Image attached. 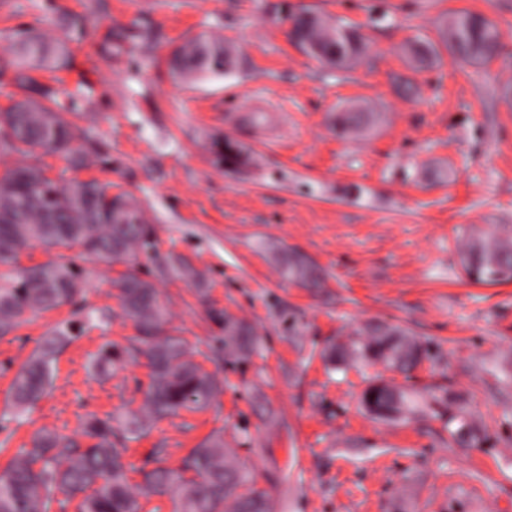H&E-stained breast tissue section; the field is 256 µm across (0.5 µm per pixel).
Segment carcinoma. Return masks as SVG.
I'll return each mask as SVG.
<instances>
[{"instance_id":"carcinoma-1","label":"carcinoma","mask_w":512,"mask_h":512,"mask_svg":"<svg viewBox=\"0 0 512 512\" xmlns=\"http://www.w3.org/2000/svg\"><path fill=\"white\" fill-rule=\"evenodd\" d=\"M290 39L300 49L321 48L316 61L331 67L338 55L363 56L367 43L353 27L303 8L290 15ZM86 16L61 13L57 34L36 28L16 32L0 51V78L7 77L19 95L0 111V158L20 155L30 162L7 169L0 178V265H13L20 254L39 245L58 251L55 260L21 268L0 281V337L12 333L29 315L74 303L82 293L85 270L66 252L76 249L106 264L121 261L153 247V228L147 224L139 201L126 192L110 194L96 180L62 182L49 177L40 156L57 154L69 167L85 169L103 163L99 153L81 142L78 128L67 117L77 107L64 108L56 90L36 74L70 66L73 45L84 39ZM164 39L155 27L130 31L110 29L104 36L116 52L126 41L152 48ZM461 65L482 68L500 56L501 34L488 17L469 10L455 12L439 29L438 40L418 39L403 52L418 68L441 59V50ZM172 77L194 85L207 77H222L236 67L237 55L224 37L200 33L176 45L166 58ZM374 112H338L331 126L342 137L364 136L377 126ZM213 163L230 170L247 167L252 159L236 141L215 137L210 143ZM283 277L312 291L325 287L321 268L302 252L273 251ZM464 275L479 284L512 281V229L501 234H472L459 249ZM160 274L201 282L200 274L178 259ZM119 300L125 320L137 332L128 347L107 344L93 366L105 375L120 369L127 359L142 356L150 367V384L143 406L100 417L89 413L80 431L65 435L42 429L31 436L0 469V512H53L78 501L77 512H142V501L169 495L174 512H270L266 492L258 488L249 471L224 447L215 431L189 449L179 465H163L162 449L153 451L156 466L141 469V480L128 479L125 445L144 436L151 425L181 411L206 409L219 391L214 373L194 361L183 339L167 332L169 309L155 283L129 271L119 280ZM206 316L224 330V344L235 355L258 351L253 330L208 303ZM111 316L89 310L63 322L35 350L13 380L10 408L19 416L36 404L51 384L58 354L74 338ZM362 340L348 346L332 345L323 352L331 366L349 359L381 361L390 370L409 374L427 350L398 326L368 324L358 332ZM360 404L369 414L393 420L412 416L427 404L412 393L384 381L369 384ZM452 441L477 448L484 435L462 413L448 415ZM64 499H59V496Z\"/></svg>"}]
</instances>
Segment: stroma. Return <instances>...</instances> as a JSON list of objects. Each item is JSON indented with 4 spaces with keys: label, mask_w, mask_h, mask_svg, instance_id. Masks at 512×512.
<instances>
[{
    "label": "stroma",
    "mask_w": 512,
    "mask_h": 512,
    "mask_svg": "<svg viewBox=\"0 0 512 512\" xmlns=\"http://www.w3.org/2000/svg\"><path fill=\"white\" fill-rule=\"evenodd\" d=\"M359 27L366 55L347 71L322 67L288 38L299 6ZM89 16L71 70L49 76L60 100L81 92L75 123L103 165L49 176L111 184L132 194L155 246L128 263L91 259L84 303L111 312L59 355L47 394L23 417L6 412L13 378L57 323L61 308L0 338V467L42 428L76 433L82 417L138 408L149 385L145 358L107 377L91 361L135 334L115 282L127 267L148 273L170 327L206 363L222 391L203 411L181 412L128 442L131 482L153 449L178 466L215 430L271 498L273 512H512V282H468L458 251L474 231L512 225V0H0V49L19 29L54 33L58 10ZM457 10L484 14L505 48L487 67L450 57L413 69L402 44L436 37ZM161 28L156 64L103 50L113 27ZM217 33L240 64L220 78L182 85L163 59L183 39ZM346 104L382 113L371 134L338 138L328 115ZM253 157L232 171L212 163V136ZM308 255L326 276L314 295L283 279L269 247ZM180 257L201 283L161 277ZM210 303L249 323L259 353L224 358V333L203 318ZM409 329L428 354L410 374L379 362L343 370L319 356L365 323ZM382 379L431 407L383 421L360 397ZM466 401L485 441L464 448L448 434V396Z\"/></svg>",
    "instance_id": "obj_1"
}]
</instances>
